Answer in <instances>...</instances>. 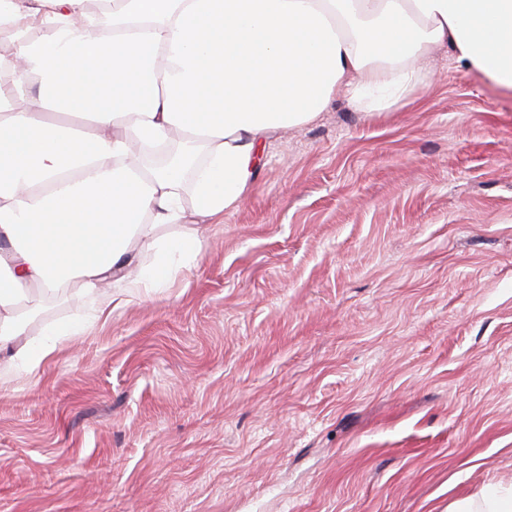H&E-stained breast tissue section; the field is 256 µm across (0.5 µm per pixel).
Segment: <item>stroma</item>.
<instances>
[{"instance_id":"35a3bbf8","label":"stroma","mask_w":512,"mask_h":512,"mask_svg":"<svg viewBox=\"0 0 512 512\" xmlns=\"http://www.w3.org/2000/svg\"><path fill=\"white\" fill-rule=\"evenodd\" d=\"M367 117L267 142L174 284L35 293L0 384V512H444L512 482V92L447 51ZM85 329V324L80 321H60L51 324L43 335L46 337L18 348L11 357V361L21 364L28 372H33L56 350L58 345L84 336Z\"/></svg>"}]
</instances>
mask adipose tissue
Returning <instances> with one entry per match:
<instances>
[{"label": "adipose tissue", "instance_id": "adipose-tissue-1", "mask_svg": "<svg viewBox=\"0 0 512 512\" xmlns=\"http://www.w3.org/2000/svg\"><path fill=\"white\" fill-rule=\"evenodd\" d=\"M0 0L16 51L0 57V346L30 289L75 290L101 316L168 287L200 255V223L247 199L260 153L315 122L336 93L385 110L448 49L512 90V0ZM44 34L29 43L32 25ZM181 130L188 158L146 173L139 145ZM192 208H185L183 191ZM181 230L158 235L163 225ZM151 262L137 261L141 252ZM80 321L51 324L12 359L35 371ZM445 512H512L488 482Z\"/></svg>", "mask_w": 512, "mask_h": 512}]
</instances>
